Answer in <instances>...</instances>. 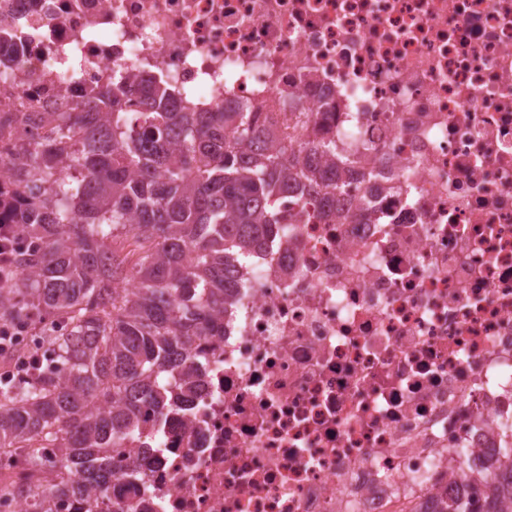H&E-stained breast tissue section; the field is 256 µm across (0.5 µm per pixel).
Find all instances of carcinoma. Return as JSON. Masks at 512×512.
<instances>
[{"label": "carcinoma", "mask_w": 512, "mask_h": 512, "mask_svg": "<svg viewBox=\"0 0 512 512\" xmlns=\"http://www.w3.org/2000/svg\"><path fill=\"white\" fill-rule=\"evenodd\" d=\"M142 87L141 112L99 92L85 112L48 113L0 199V225L29 243L0 278V320L39 324L49 344L34 379L0 387V448L66 472L28 512L95 497L140 438L142 410L160 420L190 394L182 362L223 317L237 261L271 234L288 184L336 156L308 140L299 166L245 113L175 108L166 86Z\"/></svg>", "instance_id": "1"}]
</instances>
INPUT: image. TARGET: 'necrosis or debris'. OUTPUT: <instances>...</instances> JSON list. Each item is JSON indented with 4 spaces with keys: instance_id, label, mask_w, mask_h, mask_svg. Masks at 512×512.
Wrapping results in <instances>:
<instances>
[{
    "instance_id": "1",
    "label": "necrosis or debris",
    "mask_w": 512,
    "mask_h": 512,
    "mask_svg": "<svg viewBox=\"0 0 512 512\" xmlns=\"http://www.w3.org/2000/svg\"><path fill=\"white\" fill-rule=\"evenodd\" d=\"M151 74L199 112L345 157L237 267L182 410L146 415L111 512H478L512 497V0H0L3 164ZM0 454L21 494L52 482ZM135 476H127V469Z\"/></svg>"
}]
</instances>
